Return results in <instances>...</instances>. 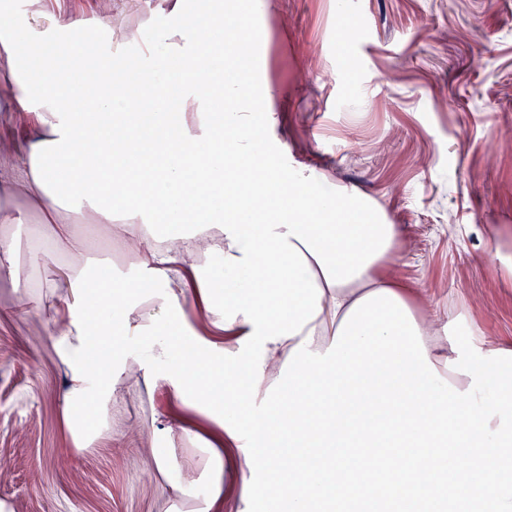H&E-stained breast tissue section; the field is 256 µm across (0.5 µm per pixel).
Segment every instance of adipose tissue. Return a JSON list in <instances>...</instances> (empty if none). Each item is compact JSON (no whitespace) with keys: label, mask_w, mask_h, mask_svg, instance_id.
<instances>
[{"label":"adipose tissue","mask_w":512,"mask_h":512,"mask_svg":"<svg viewBox=\"0 0 512 512\" xmlns=\"http://www.w3.org/2000/svg\"><path fill=\"white\" fill-rule=\"evenodd\" d=\"M53 115L47 108H40L32 115V125L25 136L0 134V167H23L24 173L16 180L0 184V271H7L19 298L20 310L30 313L34 295L28 278L23 277L17 267L16 238L13 225L24 223V213H12L7 208L10 200L26 198L32 210L41 214L42 231L32 235L30 260L33 265H42L46 256L57 250L71 254V264L65 277L46 272L43 286L48 296L60 300L64 310L57 323L55 338L65 339L70 347H78L77 329L72 324L69 307L74 302L71 285L81 270L80 257L89 254L92 245L88 239L76 235L75 227L86 221L105 225L111 238L121 241L132 254L135 263H147L150 268L165 271L169 277L170 293L176 294L180 306L191 307L198 318L191 329L203 339H216L219 348L238 351L239 339L252 331L250 323L236 318L231 325L224 326L218 315L209 312L202 298L195 266L204 265L205 251L214 247L226 250L229 256H239L240 250L230 247L226 235L217 228L207 230L189 239L156 242L148 233L141 218L109 220L103 214L93 213L91 206H83L80 212H69L57 206L34 180L31 155L36 144L54 140ZM397 247L389 245L387 250L365 271L349 283L327 285L317 262H310L316 282L322 289L321 313L311 322L313 334L312 351H325L333 340L341 320L359 298L368 293L387 289L394 292L402 302H409L411 289L401 288L386 275L385 269L393 260ZM414 319L422 335L430 361L457 390L468 388L471 379L449 371L445 367L452 357L451 345L443 328L445 319L426 320L424 313H415ZM180 412L174 423L153 427L146 443L151 450L153 470L160 487L168 493L166 512H222L225 502L236 494V487L227 484L225 475L230 466H237L241 479H249L250 471L245 464L244 453L238 441L232 439L224 427L206 413L188 404H180ZM180 435L195 446L197 466L193 479H186L172 446L173 435Z\"/></svg>","instance_id":"adipose-tissue-1"}]
</instances>
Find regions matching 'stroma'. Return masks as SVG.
<instances>
[{
  "label": "stroma",
  "mask_w": 512,
  "mask_h": 512,
  "mask_svg": "<svg viewBox=\"0 0 512 512\" xmlns=\"http://www.w3.org/2000/svg\"><path fill=\"white\" fill-rule=\"evenodd\" d=\"M364 18L337 43L341 0H270L260 16V78L275 92L269 125L289 164L364 196L396 225L387 269L423 289L443 317L512 338V0H356ZM62 22L114 15L141 31L166 0H61ZM89 261L130 273L105 227L86 229ZM0 272V501L11 512H165L142 435L168 420L170 395L130 387L112 432L68 453L65 370L53 299L16 318Z\"/></svg>",
  "instance_id": "stroma-1"
}]
</instances>
